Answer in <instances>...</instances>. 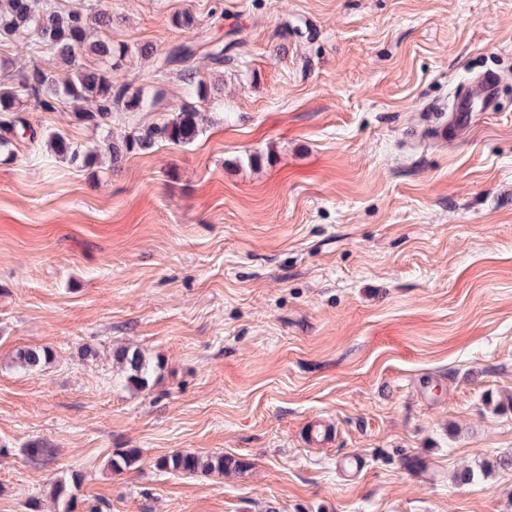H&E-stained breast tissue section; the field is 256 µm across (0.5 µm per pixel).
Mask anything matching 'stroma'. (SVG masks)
Returning a JSON list of instances; mask_svg holds the SVG:
<instances>
[{"instance_id":"stroma-1","label":"stroma","mask_w":512,"mask_h":512,"mask_svg":"<svg viewBox=\"0 0 512 512\" xmlns=\"http://www.w3.org/2000/svg\"><path fill=\"white\" fill-rule=\"evenodd\" d=\"M101 7L125 80L176 103L139 53L184 40L173 15L236 45L197 62L190 144L78 167L50 136L89 149L172 115L105 131L62 108L27 112L37 139L0 161V512L74 471L104 512H512V0ZM483 71L497 111L439 137ZM124 345L161 362L148 388L113 362ZM21 347L53 358L18 369ZM316 418L329 446L303 441ZM117 448L135 468L107 469ZM176 450L248 468L159 470Z\"/></svg>"}]
</instances>
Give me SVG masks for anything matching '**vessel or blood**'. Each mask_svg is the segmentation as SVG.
I'll list each match as a JSON object with an SVG mask.
<instances>
[{
  "label": "vessel or blood",
  "mask_w": 512,
  "mask_h": 512,
  "mask_svg": "<svg viewBox=\"0 0 512 512\" xmlns=\"http://www.w3.org/2000/svg\"><path fill=\"white\" fill-rule=\"evenodd\" d=\"M499 85V75L487 71L457 86L448 101L449 133H456L467 125L473 113L495 111Z\"/></svg>",
  "instance_id": "vessel-or-blood-1"
}]
</instances>
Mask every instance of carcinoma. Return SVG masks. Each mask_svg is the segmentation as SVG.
<instances>
[{"label": "carcinoma", "mask_w": 512, "mask_h": 512, "mask_svg": "<svg viewBox=\"0 0 512 512\" xmlns=\"http://www.w3.org/2000/svg\"><path fill=\"white\" fill-rule=\"evenodd\" d=\"M112 16L101 9L99 0L79 9L63 10L58 0H0V46L20 38L25 39L28 58L12 63L0 73V154L11 153L18 138L19 127L26 125L21 113L29 108L55 112L66 106L80 122L107 128L112 125V113L173 112L175 116L160 126L141 128L135 135L119 142L106 141L111 164L136 150L151 148L157 139L173 145L191 143L199 133L200 112L191 102L174 105L167 89L154 86L148 91L115 79L114 73L123 69L128 55L124 46L115 47L109 40L94 38V28L111 27ZM96 57L98 64L82 62L85 55ZM140 54L154 59V68L185 84L190 97L205 98L204 80L198 76L197 60L204 58L216 68L224 67V45L218 39L197 35L157 53L146 46ZM58 61L69 68L65 78L51 74L48 65L39 60ZM50 146L55 156L73 164L89 166L98 153L85 152L69 140L53 135ZM52 354L47 349L20 348L13 363L23 370H36L49 363ZM114 360L125 374L126 384L133 388L149 385L159 364L146 358L138 348L117 349ZM136 448H117L108 460V467L117 474L138 463ZM157 467L183 475L240 474L247 469L244 461L222 454L203 456L193 451L179 450L161 457ZM81 482L77 472L53 480L42 496L29 500V512H44V499H50L55 512H76L79 506L76 491Z\"/></svg>", "instance_id": "carcinoma-1"}]
</instances>
